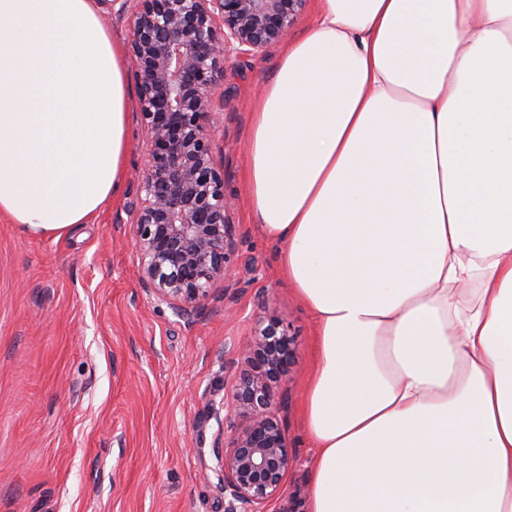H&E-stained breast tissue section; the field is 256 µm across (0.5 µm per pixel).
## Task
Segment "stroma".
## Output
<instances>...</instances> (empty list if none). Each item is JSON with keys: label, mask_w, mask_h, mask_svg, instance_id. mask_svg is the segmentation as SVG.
<instances>
[{"label": "stroma", "mask_w": 512, "mask_h": 512, "mask_svg": "<svg viewBox=\"0 0 512 512\" xmlns=\"http://www.w3.org/2000/svg\"><path fill=\"white\" fill-rule=\"evenodd\" d=\"M283 50L229 64L214 92L215 151L243 262L190 316L140 285L137 107L121 188L89 223L56 239L0 216V512H224L210 406L240 370L235 346L270 315L286 320L294 349L288 473L270 510L304 512L315 322L282 272L283 244L261 233L245 195L254 106Z\"/></svg>", "instance_id": "obj_1"}]
</instances>
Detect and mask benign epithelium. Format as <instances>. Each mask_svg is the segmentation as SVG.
I'll use <instances>...</instances> for the list:
<instances>
[{
	"label": "benign epithelium",
	"mask_w": 512,
	"mask_h": 512,
	"mask_svg": "<svg viewBox=\"0 0 512 512\" xmlns=\"http://www.w3.org/2000/svg\"><path fill=\"white\" fill-rule=\"evenodd\" d=\"M133 20L128 54L146 139L132 244L141 286L183 316L232 278L237 254L210 123L211 91L226 65L281 42L307 0H102ZM245 369L227 409L239 420L219 430L213 472L228 493L225 512H269L288 473V435L279 413L293 364L284 318L257 321L236 348Z\"/></svg>",
	"instance_id": "1"
}]
</instances>
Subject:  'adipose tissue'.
<instances>
[{"label":"adipose tissue","instance_id":"obj_1","mask_svg":"<svg viewBox=\"0 0 512 512\" xmlns=\"http://www.w3.org/2000/svg\"><path fill=\"white\" fill-rule=\"evenodd\" d=\"M126 67L96 0H0V216L117 194ZM248 155L317 327L307 512H512V0H317Z\"/></svg>","mask_w":512,"mask_h":512}]
</instances>
